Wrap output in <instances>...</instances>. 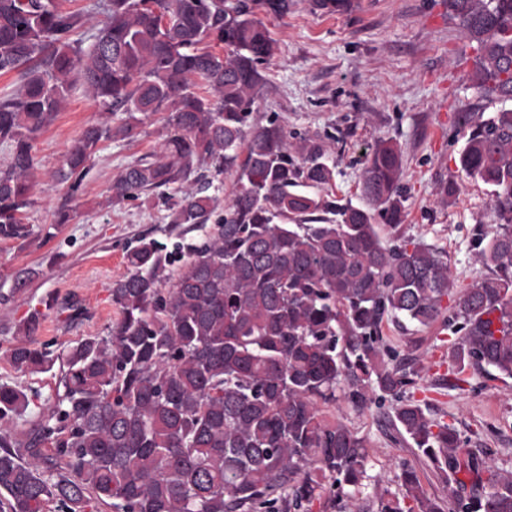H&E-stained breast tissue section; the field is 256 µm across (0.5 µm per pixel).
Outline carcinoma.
Masks as SVG:
<instances>
[{"mask_svg": "<svg viewBox=\"0 0 512 512\" xmlns=\"http://www.w3.org/2000/svg\"><path fill=\"white\" fill-rule=\"evenodd\" d=\"M102 26L85 47L86 13L60 0H0V73L22 71L0 96V240L24 247L35 144L75 83L108 113L83 129L54 179L67 184L56 223L73 218L90 162L112 140H135L166 112L155 150L113 180L108 204L158 194L171 210V244L141 236L128 272L112 283L116 317L56 355L38 339L43 313L24 321L6 356L20 372L61 361L63 386L24 438L14 422L22 391L0 385V512H343L368 475V442L326 408L390 403L386 427L412 441L446 484L472 478L444 503L404 461L398 491L377 512H512V473L466 447L454 426L414 398L413 346L384 327L441 321L454 337L452 377L468 370L512 379V109L460 112L461 170L490 188L473 241L488 273L453 291L443 251L396 238L403 220L402 151L378 140L367 155L364 204L327 193L334 166L320 138L276 119L254 122L261 68L274 41L258 12L281 18L289 0H98ZM476 43L470 76L479 99L512 102V0H448ZM234 172L238 190L210 225L204 172ZM452 297L446 309L443 301ZM50 309H86L50 294Z\"/></svg>", "mask_w": 512, "mask_h": 512, "instance_id": "1", "label": "carcinoma"}]
</instances>
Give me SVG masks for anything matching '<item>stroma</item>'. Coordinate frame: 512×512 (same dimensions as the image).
<instances>
[{"instance_id":"obj_1","label":"stroma","mask_w":512,"mask_h":512,"mask_svg":"<svg viewBox=\"0 0 512 512\" xmlns=\"http://www.w3.org/2000/svg\"><path fill=\"white\" fill-rule=\"evenodd\" d=\"M275 53L262 68L263 89L254 106L259 123L276 116L288 132L322 138L335 164L331 193L337 200L360 203L359 184L365 154L380 139L403 150L405 218L403 237L421 240L445 252L456 288L470 286L485 269L472 239L491 206L489 189L465 177L458 164L464 144L456 125L460 112H494L475 97L468 73L475 52L455 21L446 0H352L330 15L314 11L310 0H291L287 16H264ZM82 88L39 137L32 179L34 204L26 222L34 238L25 248L0 241V384L30 395L32 402L14 426L23 437L55 400L61 371H16L6 357L28 313L50 294L75 296L87 308L86 319L69 321L59 309L44 312L40 340L72 345L104 335L116 313L109 289L127 272L125 254L141 235L163 238L168 209L157 199L106 203L112 180L122 167L152 152L165 131L164 114L146 119L133 141L105 143L83 181L70 223L55 224L54 213L65 185L52 178L65 151L86 125L103 120ZM456 193L438 203L442 187ZM32 270L28 287L12 292L11 277ZM393 345L417 341L421 357L416 399L428 401L439 420L453 424L471 448L484 449L495 467L512 472V379L469 374L461 390L436 392L432 385L452 368L453 341L441 324L402 332L385 330ZM388 407L356 409L337 401L335 414L368 442L370 475L375 481L358 494L351 512H375V495L396 490L401 461L412 463L428 495L444 498L448 487L432 465L405 443L391 440L384 425Z\"/></svg>"}]
</instances>
